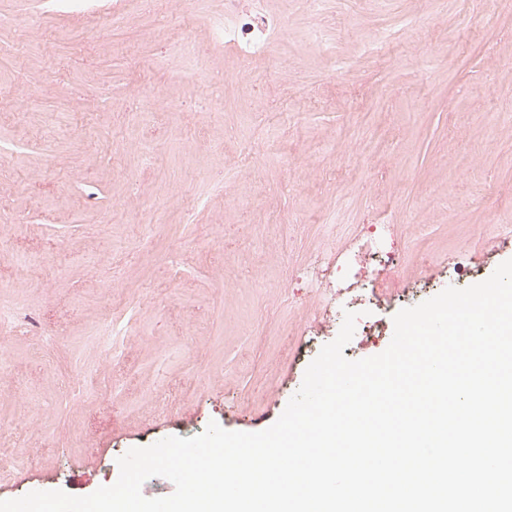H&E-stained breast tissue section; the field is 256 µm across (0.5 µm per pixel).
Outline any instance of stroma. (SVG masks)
<instances>
[{"label": "stroma", "mask_w": 512, "mask_h": 512, "mask_svg": "<svg viewBox=\"0 0 512 512\" xmlns=\"http://www.w3.org/2000/svg\"><path fill=\"white\" fill-rule=\"evenodd\" d=\"M1 17L0 307L29 331L0 338V443L22 460L0 500L89 495L116 455L212 421L270 427L329 342L313 329L334 301L288 280L325 239L393 224L404 240L401 289L367 307L383 335L353 336L352 360L388 347L458 248L477 283L512 259L498 0H0ZM90 378L101 396L82 395Z\"/></svg>", "instance_id": "1"}]
</instances>
